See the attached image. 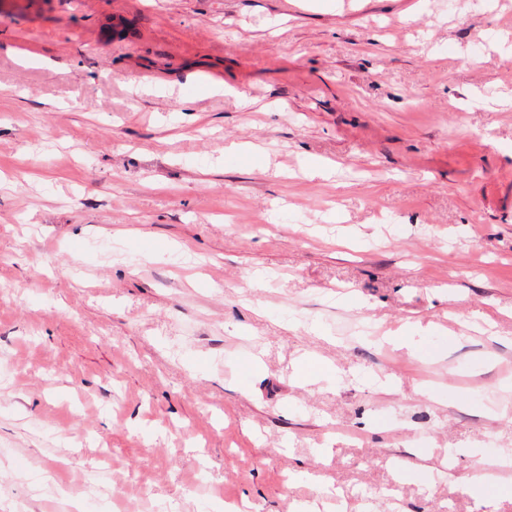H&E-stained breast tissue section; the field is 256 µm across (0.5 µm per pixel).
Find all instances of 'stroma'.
Listing matches in <instances>:
<instances>
[{
  "label": "stroma",
  "instance_id": "1",
  "mask_svg": "<svg viewBox=\"0 0 512 512\" xmlns=\"http://www.w3.org/2000/svg\"><path fill=\"white\" fill-rule=\"evenodd\" d=\"M482 472L512 0H0V512H477Z\"/></svg>",
  "mask_w": 512,
  "mask_h": 512
}]
</instances>
